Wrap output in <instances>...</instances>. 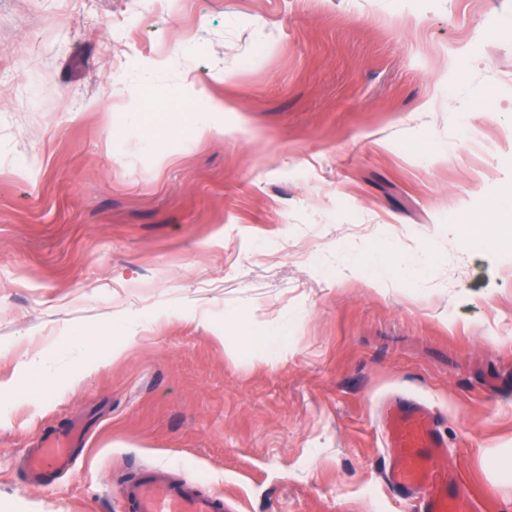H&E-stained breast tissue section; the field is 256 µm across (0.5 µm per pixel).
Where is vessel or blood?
Wrapping results in <instances>:
<instances>
[{
    "label": "vessel or blood",
    "mask_w": 512,
    "mask_h": 512,
    "mask_svg": "<svg viewBox=\"0 0 512 512\" xmlns=\"http://www.w3.org/2000/svg\"><path fill=\"white\" fill-rule=\"evenodd\" d=\"M441 415L425 405L398 397L384 405L383 442L394 463L386 471L388 486L400 497H419L420 512H481L469 488L444 464L448 443ZM78 428L48 435L26 461L31 484L69 463ZM134 512H221V500L200 492L193 482L173 481L156 468L142 471L126 486Z\"/></svg>",
    "instance_id": "obj_1"
}]
</instances>
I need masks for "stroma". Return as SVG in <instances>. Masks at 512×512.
<instances>
[{"instance_id": "35a3bbf8", "label": "stroma", "mask_w": 512, "mask_h": 512, "mask_svg": "<svg viewBox=\"0 0 512 512\" xmlns=\"http://www.w3.org/2000/svg\"><path fill=\"white\" fill-rule=\"evenodd\" d=\"M382 245L419 275L353 272ZM392 395L512 512V0H0V512H132L147 466L224 512H410ZM79 433L78 428L72 427L63 432L48 435L42 442L41 448H36L28 456L26 465L32 485H38L41 481H44L53 468L62 467L69 463Z\"/></svg>"}]
</instances>
